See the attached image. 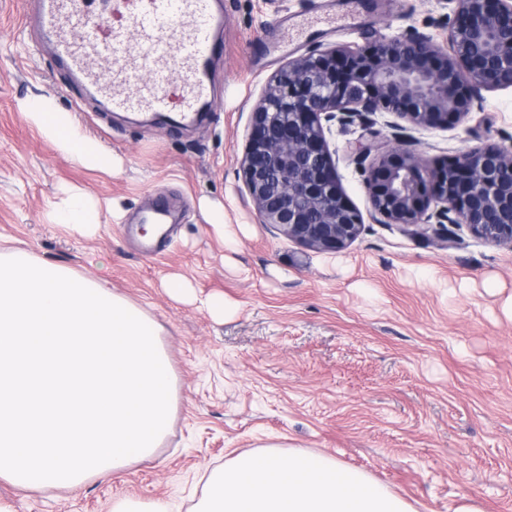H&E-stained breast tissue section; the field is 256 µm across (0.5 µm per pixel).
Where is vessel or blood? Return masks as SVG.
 <instances>
[{
	"mask_svg": "<svg viewBox=\"0 0 512 512\" xmlns=\"http://www.w3.org/2000/svg\"><path fill=\"white\" fill-rule=\"evenodd\" d=\"M37 0V27L55 57L115 112L174 113L192 122L214 103L211 73L224 54L219 0ZM148 70L155 83L139 81Z\"/></svg>",
	"mask_w": 512,
	"mask_h": 512,
	"instance_id": "b4317fda",
	"label": "vessel or blood"
}]
</instances>
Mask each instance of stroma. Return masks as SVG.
<instances>
[{
	"label": "stroma",
	"mask_w": 512,
	"mask_h": 512,
	"mask_svg": "<svg viewBox=\"0 0 512 512\" xmlns=\"http://www.w3.org/2000/svg\"><path fill=\"white\" fill-rule=\"evenodd\" d=\"M26 0H0V241L75 273L106 279L162 329L177 375L174 421L154 456L71 490L28 492L0 481L15 512H110L118 496L165 498L189 512L202 465L267 445L336 458L416 512H512V249L449 226L447 241L369 220L367 175L351 148L412 141L425 158L512 135V89L443 129L332 126L326 137L366 220L337 253L301 246L259 223L241 160L269 78L310 48L363 46L418 30L446 44L445 0H224V60L213 111L174 128L114 113L75 83L25 25ZM48 93L122 164L88 170L62 156L19 109ZM97 202L90 235L51 224L67 194ZM183 202L143 254L146 201ZM224 209L233 245L207 224ZM195 290L176 300L168 278ZM224 295L231 313L202 305Z\"/></svg>",
	"instance_id": "obj_1"
}]
</instances>
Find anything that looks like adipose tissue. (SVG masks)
<instances>
[{
  "label": "adipose tissue",
  "instance_id": "1",
  "mask_svg": "<svg viewBox=\"0 0 512 512\" xmlns=\"http://www.w3.org/2000/svg\"><path fill=\"white\" fill-rule=\"evenodd\" d=\"M20 109L60 153L91 170L110 173L116 169V159L89 138L74 114L62 111L53 96H34L22 102ZM52 222L66 229L89 233L99 226L100 213L88 198L75 195L54 211Z\"/></svg>",
  "mask_w": 512,
  "mask_h": 512
}]
</instances>
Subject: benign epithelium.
I'll return each mask as SVG.
<instances>
[{
  "label": "benign epithelium",
  "mask_w": 512,
  "mask_h": 512,
  "mask_svg": "<svg viewBox=\"0 0 512 512\" xmlns=\"http://www.w3.org/2000/svg\"><path fill=\"white\" fill-rule=\"evenodd\" d=\"M448 48L423 32L363 47L311 48L268 81L252 112L242 160L262 224L300 244L337 252L363 218L340 183L326 129L337 121L374 124L386 112L421 129L443 128L482 109L485 93L512 88V0H452ZM371 216L378 224L439 233L465 226L484 242L512 248V147L486 143L432 163L416 150L372 155Z\"/></svg>",
  "instance_id": "benign-epithelium-1"
}]
</instances>
